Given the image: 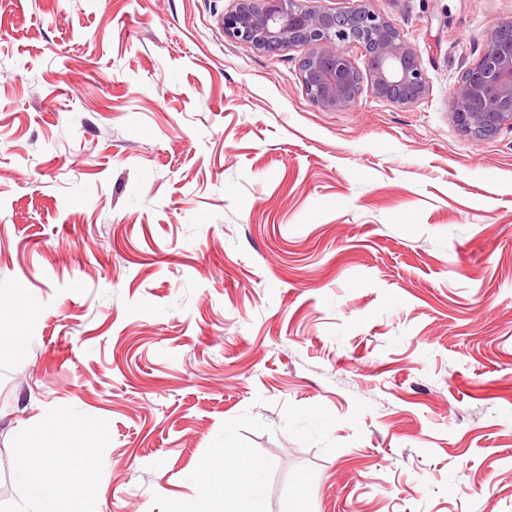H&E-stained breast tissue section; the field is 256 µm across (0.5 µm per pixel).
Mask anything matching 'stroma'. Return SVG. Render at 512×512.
Returning a JSON list of instances; mask_svg holds the SVG:
<instances>
[{"mask_svg":"<svg viewBox=\"0 0 512 512\" xmlns=\"http://www.w3.org/2000/svg\"><path fill=\"white\" fill-rule=\"evenodd\" d=\"M236 5L0 0V512H512V127L450 112L512 0H370L427 89L343 111ZM53 460L42 459L18 466L14 473L17 484L27 490L30 511L25 512H84V498L81 491L72 490L63 502L47 497L43 492L42 480L45 473L56 470ZM62 503L64 510H58Z\"/></svg>","mask_w":512,"mask_h":512,"instance_id":"35a3bbf8","label":"stroma"}]
</instances>
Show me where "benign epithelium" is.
Here are the masks:
<instances>
[{
	"instance_id": "7a95c632",
	"label": "benign epithelium",
	"mask_w": 512,
	"mask_h": 512,
	"mask_svg": "<svg viewBox=\"0 0 512 512\" xmlns=\"http://www.w3.org/2000/svg\"><path fill=\"white\" fill-rule=\"evenodd\" d=\"M223 24L226 36L264 52L307 46L302 80L321 108L351 107L365 81L375 97L396 104L416 102L426 92L418 49L370 8V0H355L345 11L320 0H237ZM348 43L360 49L364 67L348 54ZM451 112L462 130L482 138L512 124V20L491 26L479 58L461 76Z\"/></svg>"
}]
</instances>
